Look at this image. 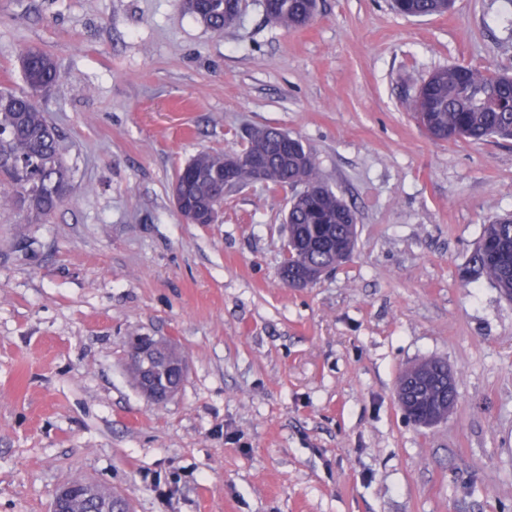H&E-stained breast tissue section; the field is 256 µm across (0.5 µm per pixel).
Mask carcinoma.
<instances>
[{
    "instance_id": "obj_1",
    "label": "carcinoma",
    "mask_w": 512,
    "mask_h": 512,
    "mask_svg": "<svg viewBox=\"0 0 512 512\" xmlns=\"http://www.w3.org/2000/svg\"><path fill=\"white\" fill-rule=\"evenodd\" d=\"M265 10L287 29L308 25L316 0H266ZM454 0H393L406 17L442 15ZM178 5L207 28L222 31L242 14L237 0H178ZM26 89L0 90V205L27 223H43L64 206L71 194L68 169L60 156V133L39 100L58 83L54 59L30 47L21 56ZM414 117L439 141L465 139L481 143L490 137L512 138V75L453 65L432 72L420 85L413 103ZM245 156H261L268 166L266 182L290 186L288 244L282 267L315 274L333 270L336 259L354 250L356 212L323 181L309 146L297 139L283 146L280 129L253 130ZM226 154L201 152L180 170L178 184L183 220L204 224L224 186ZM464 277L484 278L512 299V215L483 225Z\"/></svg>"
}]
</instances>
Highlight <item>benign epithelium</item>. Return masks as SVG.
<instances>
[{
    "label": "benign epithelium",
    "mask_w": 512,
    "mask_h": 512,
    "mask_svg": "<svg viewBox=\"0 0 512 512\" xmlns=\"http://www.w3.org/2000/svg\"><path fill=\"white\" fill-rule=\"evenodd\" d=\"M244 162L248 163L253 170L255 180L265 179V168L260 160L252 157L246 159L238 153H230L226 157L227 178H233L236 169ZM125 347L126 366L130 370L140 372L142 380L138 391L147 401L153 404H163L179 392L186 377V367L183 362L173 360L170 369L175 374V378L171 382L166 379L160 382L155 376L146 373L147 361L154 351H169L175 348L173 338L138 334L126 337ZM446 384L450 395L449 400L438 401L436 409L429 415H421L413 411L412 404L430 386V381L420 368V364L415 363L404 369L396 389V400L404 415L410 420L418 425L429 426L447 418L457 404V387L453 374H448ZM72 496V485L66 484L60 488L54 497L53 512H68Z\"/></svg>",
    "instance_id": "obj_1"
}]
</instances>
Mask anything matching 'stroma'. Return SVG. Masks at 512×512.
<instances>
[{
  "instance_id": "35a3bbf8",
  "label": "stroma",
  "mask_w": 512,
  "mask_h": 512,
  "mask_svg": "<svg viewBox=\"0 0 512 512\" xmlns=\"http://www.w3.org/2000/svg\"><path fill=\"white\" fill-rule=\"evenodd\" d=\"M504 0L403 17L318 0L305 28L244 0L216 32L176 0H0V87L50 54L43 99L73 191L47 223L0 208V512H51L81 478L133 512H512V301L461 271L512 214V139L432 140L410 110L455 64L512 72ZM273 126L303 140L358 217L350 258L287 288L289 189L174 207L178 170ZM187 361L156 405L123 339ZM446 362L458 401L415 424L400 372Z\"/></svg>"
}]
</instances>
